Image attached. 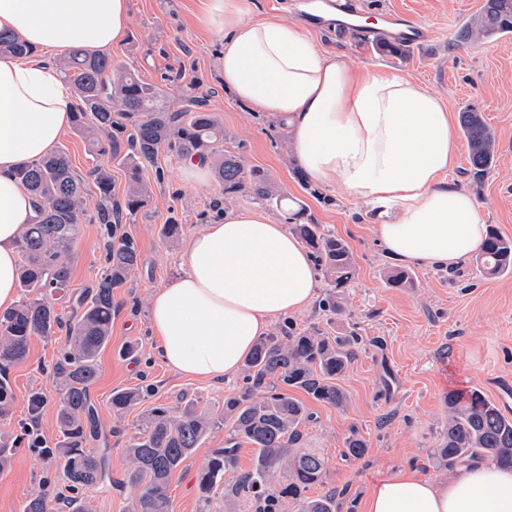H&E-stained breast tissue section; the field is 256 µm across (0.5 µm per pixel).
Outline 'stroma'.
<instances>
[{"mask_svg":"<svg viewBox=\"0 0 512 512\" xmlns=\"http://www.w3.org/2000/svg\"><path fill=\"white\" fill-rule=\"evenodd\" d=\"M363 2L365 20L378 22L385 12H402L428 24L432 39L410 49L403 59L382 55L375 45H362L358 34L337 28L310 32V39L341 55L353 69L375 66L426 88L452 112L467 105L478 109L496 134L495 161L481 178H473L466 141L458 139L456 163L447 179L475 197L486 223L512 238V35L459 42L461 26L482 0ZM204 5L205 0H128L130 26L111 56L159 86L165 78L176 77L173 105H180L187 92L202 97L234 142L243 144L246 165L264 170L284 195L303 206L304 221L323 225L353 251L356 276L347 293L350 315L332 325L336 333L353 329L363 338L339 381L347 403L336 408L301 390L293 392L313 415L303 430L304 445L327 461L323 482L311 489V496L335 495L337 512H350L375 482L403 464L418 461L424 476L446 478L433 450L443 438L448 393L476 388L495 401L501 386L512 384V273L489 278L472 260L450 273L417 265L413 287H388L385 274L398 262L377 243L367 208L343 189L325 190L313 183L292 159L279 121L247 108L225 91L218 59L224 36L196 24ZM181 163L170 152L142 168L150 202L123 226L138 244L140 262L127 287L114 294L112 336L99 355L98 374L90 386L98 436L87 449L109 457L105 481L83 492L90 512H130L135 503L138 488L122 478L129 466L127 445L146 411L160 408L172 415L191 398L207 416L221 420L225 396L243 385L239 375L222 382L177 375L160 358L150 334L149 297L179 274L178 256L191 237L218 220L225 207L256 205L247 195L225 200L216 178L204 185L189 182ZM172 219L183 226L176 241L162 234L163 225ZM109 244L102 225L83 224L72 247L70 295L96 284ZM64 344L61 332L32 337L27 357L8 368L11 415L0 423V443L12 448L13 455L0 471V512H22L26 499L45 491L54 497L69 494L56 457L33 452L20 440L23 425L31 421L48 442L59 440L61 391L54 369ZM132 344L137 352L130 356L126 349ZM145 385L151 386V393L123 417H115L113 391ZM34 392L42 394L44 403L33 418L28 400ZM354 433L367 444L356 459L343 454L345 439ZM227 438V427L212 429L175 472L168 489L172 512H201L197 475Z\"/></svg>","mask_w":512,"mask_h":512,"instance_id":"1","label":"stroma"}]
</instances>
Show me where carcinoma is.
Listing matches in <instances>:
<instances>
[{"label":"carcinoma","mask_w":512,"mask_h":512,"mask_svg":"<svg viewBox=\"0 0 512 512\" xmlns=\"http://www.w3.org/2000/svg\"><path fill=\"white\" fill-rule=\"evenodd\" d=\"M509 33L512 0H484L477 16L463 28L462 41ZM30 51L22 39L0 33V55L21 56ZM59 68L73 91L74 132L87 142L91 154L120 160L129 173V184L123 201L112 198L109 168L95 166L88 181L61 149L16 171L17 180L36 200V218L24 225L18 243L21 299L0 314V371L26 358L31 337L66 331V345L54 374L61 387L56 453L71 492L68 512H88L81 490L103 482L108 475L107 454L85 450L94 433L89 386L97 376L99 355L112 335L114 290L127 284L139 262L136 243L121 231V224L148 203L150 193L140 177L144 164L155 162L163 151L211 158L215 177L224 186V200L245 194L282 210L328 281L323 308L333 316L345 312L344 289L354 278L355 262L344 239L318 224L299 222L303 209L290 208L288 197L263 170L246 167L242 144L233 151L217 152L227 134L199 97L186 96V107L172 112L166 90L111 57L82 47L68 50ZM459 125L468 145L471 172L478 178L494 160V131L474 108L459 112ZM90 182L95 187L97 223L104 225L112 245L95 290L89 298L75 301L68 296L71 249L88 213ZM475 262L487 276L512 272V239L488 229ZM386 282L392 288H406L413 285V275L408 269L396 268L386 275ZM65 302L77 303L79 310L67 322L58 308ZM358 342L353 329L332 336L321 329L300 330L288 322L255 345L243 366V391L224 399L222 423L230 425L229 438L197 477L204 506H210L212 494L221 489L224 473L236 469L240 444L245 443L256 455L252 467L239 475L233 494L253 512H281L287 498L298 512H336V497L307 495L322 483L326 461L321 454L302 448V428L312 413L288 389H301L322 404L344 407L347 398L339 379ZM142 397L138 388L114 391L112 412L121 416ZM447 406L443 441L434 454L448 471L475 461L512 468L511 417L478 389L449 392ZM222 423L199 411L192 400L174 415L162 410L149 415L127 448L130 467L124 481L140 487L132 512H172L168 487L173 474L210 430ZM282 466L284 480L276 484L274 472Z\"/></svg>","instance_id":"obj_1"}]
</instances>
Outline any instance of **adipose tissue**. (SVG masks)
Wrapping results in <instances>:
<instances>
[{
  "instance_id": "adipose-tissue-1",
  "label": "adipose tissue",
  "mask_w": 512,
  "mask_h": 512,
  "mask_svg": "<svg viewBox=\"0 0 512 512\" xmlns=\"http://www.w3.org/2000/svg\"><path fill=\"white\" fill-rule=\"evenodd\" d=\"M245 7L207 0L198 18L224 35L225 89L283 120L299 167L368 205L375 236L397 259L449 270L477 253L485 220L474 197L444 179L458 145L441 99L403 77L353 70L281 19L244 21ZM128 25L127 0H0V32L34 48L0 56L1 312L16 303L17 243L35 216L14 172L52 152L72 122L73 93L54 58L76 46L109 51ZM180 266L150 296V327L162 360L189 379L235 375L274 318L318 295L309 251L258 208L205 225ZM362 512H512V469L468 463L436 481L402 466L370 488Z\"/></svg>"
}]
</instances>
